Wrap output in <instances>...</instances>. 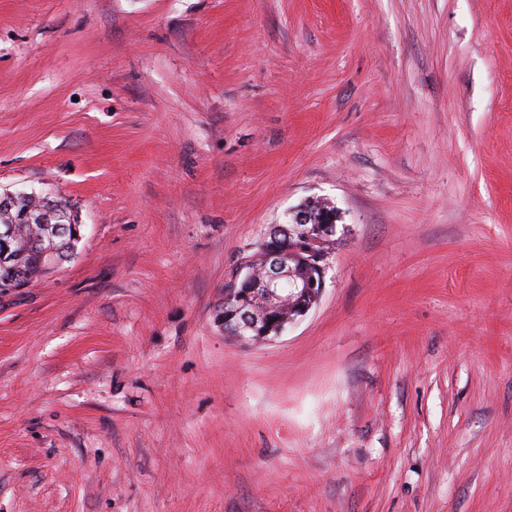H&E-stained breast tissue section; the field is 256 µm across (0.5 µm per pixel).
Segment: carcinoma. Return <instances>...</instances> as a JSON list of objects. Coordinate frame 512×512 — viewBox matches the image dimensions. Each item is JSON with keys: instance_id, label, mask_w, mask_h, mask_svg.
Segmentation results:
<instances>
[{"instance_id": "cac0c4a2", "label": "carcinoma", "mask_w": 512, "mask_h": 512, "mask_svg": "<svg viewBox=\"0 0 512 512\" xmlns=\"http://www.w3.org/2000/svg\"><path fill=\"white\" fill-rule=\"evenodd\" d=\"M30 206L43 222L15 225V246L6 258L0 257V290L3 292L52 273L53 262L60 263L73 255L76 236L81 231L72 205L65 199L58 198L49 204L33 198ZM63 214L72 219V224L68 225L67 234L60 235L55 233V228Z\"/></svg>"}]
</instances>
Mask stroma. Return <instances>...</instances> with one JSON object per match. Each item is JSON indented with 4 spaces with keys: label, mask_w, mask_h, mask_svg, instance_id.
I'll return each instance as SVG.
<instances>
[{
    "label": "stroma",
    "mask_w": 512,
    "mask_h": 512,
    "mask_svg": "<svg viewBox=\"0 0 512 512\" xmlns=\"http://www.w3.org/2000/svg\"><path fill=\"white\" fill-rule=\"evenodd\" d=\"M0 512H512V0H0ZM318 304L224 287L310 201ZM36 195L25 191H6L0 194V210L11 216L15 225V246L5 259L0 257L1 292L9 291L20 285L30 284L46 277L54 271V261L60 263L73 255L74 247L80 236L81 224L73 214V206L67 200L58 198L52 204L43 203L39 198L30 200L35 213L42 216L43 223L35 222L31 207L27 206L30 196ZM15 211V215H11ZM72 219L62 221L64 214ZM65 222L68 231L65 235L55 233L56 225ZM306 205L290 213L291 224L278 225L279 231H269L264 238L259 248L264 267L257 266L251 257L230 281L224 291L223 310L217 314V323L226 336L244 344L270 341L307 316L319 301L327 258L322 251L332 249L336 224L325 217L316 220ZM292 256L301 261L298 270L289 263ZM284 284L291 286L287 295L281 291ZM260 294L263 303L257 301ZM285 306L287 316L282 314Z\"/></svg>",
    "instance_id": "stroma-1"
}]
</instances>
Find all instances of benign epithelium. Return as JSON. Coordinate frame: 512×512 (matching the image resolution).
<instances>
[{"instance_id":"1","label":"benign epithelium","mask_w":512,"mask_h":512,"mask_svg":"<svg viewBox=\"0 0 512 512\" xmlns=\"http://www.w3.org/2000/svg\"><path fill=\"white\" fill-rule=\"evenodd\" d=\"M29 198L25 191L3 192L0 210L14 224H31ZM335 234L334 221L313 218L306 206L291 213L288 225L269 232L259 248L264 267L252 258L244 261L224 291L217 314L224 335L244 344L269 341L307 316L325 286L327 254L317 246Z\"/></svg>"}]
</instances>
